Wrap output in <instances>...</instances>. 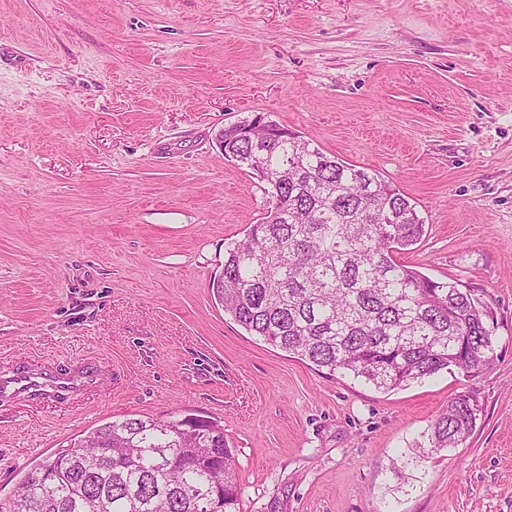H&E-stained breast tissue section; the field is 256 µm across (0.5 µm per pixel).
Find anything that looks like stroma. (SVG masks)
Segmentation results:
<instances>
[{
    "instance_id": "35a3bbf8",
    "label": "stroma",
    "mask_w": 512,
    "mask_h": 512,
    "mask_svg": "<svg viewBox=\"0 0 512 512\" xmlns=\"http://www.w3.org/2000/svg\"><path fill=\"white\" fill-rule=\"evenodd\" d=\"M261 114L415 203L398 259L492 314L498 360L383 392L225 316L224 245L270 205L215 137ZM100 364L0 400V500L127 415L217 421L240 512H512V0H0V372ZM472 436L398 479L455 395ZM101 376L95 366L86 365L78 372L56 369L13 370L0 373V399H12L27 394L34 401L66 399L89 389Z\"/></svg>"
}]
</instances>
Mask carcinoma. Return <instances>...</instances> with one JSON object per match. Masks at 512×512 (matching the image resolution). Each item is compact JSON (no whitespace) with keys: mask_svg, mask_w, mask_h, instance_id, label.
I'll list each match as a JSON object with an SVG mask.
<instances>
[{"mask_svg":"<svg viewBox=\"0 0 512 512\" xmlns=\"http://www.w3.org/2000/svg\"><path fill=\"white\" fill-rule=\"evenodd\" d=\"M260 116L224 129V158L278 179L272 207L227 243L211 286L253 336L329 375L405 388L443 370L477 377L498 358L490 312L455 281L397 259L421 240L416 206L379 174L325 154ZM481 414L471 394L448 402L417 447L456 448ZM239 512L224 429L186 414L105 423L28 471L0 512Z\"/></svg>","mask_w":512,"mask_h":512,"instance_id":"cac0c4a2","label":"carcinoma"}]
</instances>
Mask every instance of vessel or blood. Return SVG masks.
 <instances>
[{
  "label": "vessel or blood",
  "mask_w": 512,
  "mask_h": 512,
  "mask_svg": "<svg viewBox=\"0 0 512 512\" xmlns=\"http://www.w3.org/2000/svg\"><path fill=\"white\" fill-rule=\"evenodd\" d=\"M99 376L98 369L92 365L75 373L53 368L1 372L0 399L25 395L35 401L56 402L94 386Z\"/></svg>",
  "instance_id": "1"
}]
</instances>
